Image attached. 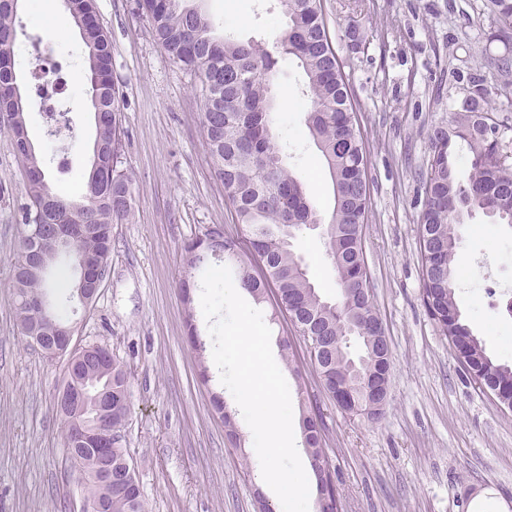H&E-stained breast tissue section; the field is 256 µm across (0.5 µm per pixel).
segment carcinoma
Masks as SVG:
<instances>
[{"label":"carcinoma","instance_id":"1","mask_svg":"<svg viewBox=\"0 0 512 512\" xmlns=\"http://www.w3.org/2000/svg\"><path fill=\"white\" fill-rule=\"evenodd\" d=\"M188 0H138L155 41L168 58L194 73L201 90L209 93L204 104L203 129L215 175L224 187L235 223L249 238L251 249L238 252L235 240L224 238V249L208 251L191 260L193 245H183L186 264L192 269L224 255L234 279L256 304L271 297L275 309L294 326L307 332V342L318 339L309 350L317 374L336 378L338 388L328 390L342 409H365L364 417L376 419L383 403L374 400L364 378L389 374L390 351L368 287L369 269L364 254V226L368 221L370 189L367 158L356 122L354 99L344 72V63L333 47L323 0H278L287 28L273 46L261 41H240L229 33L218 35L211 21ZM485 9L494 28L493 37L505 52L492 58L490 69L496 81L488 86L474 80L454 120L437 126L431 135V156L424 179L425 201L419 225L422 300L442 335L455 352L463 374L482 393H491L506 409H512V365L487 354L482 341L466 324L456 300L452 262L463 245L457 226L460 209L481 211L497 224H512V163L509 143L499 117L484 108L488 98L512 91V0H486ZM69 15L78 27L84 45L87 95L100 103L94 113L95 144L102 153L93 155L87 172L81 174L73 193L51 184L45 162L35 151L27 130V99L17 101L8 76L0 74V114L7 112L8 128L22 162L38 171L27 183L25 209L41 215L45 224H66V208L82 213L81 221L98 231L79 237L71 251L58 253L49 263L64 258L77 268L84 254L109 258L112 223L131 213L132 175L114 164V144L122 135L120 101L112 79L111 40L95 22L94 0H72ZM0 35L11 38L4 54L14 60V47L24 35L18 18V0H0ZM281 59L295 61L305 75L301 94L307 99L306 124L326 163L333 184V208L323 215L310 198L302 178L292 171L275 142L276 103L272 86ZM469 148L470 169L466 180L457 178L448 150L456 141ZM309 224L323 225L329 256L336 271L338 299L322 296L309 280L291 241ZM29 260L19 244L13 269L16 309L20 329L32 323L28 300L49 298L53 285L49 275L38 281L25 277ZM258 263L260 273L253 272ZM70 320L66 313L47 303L41 325L34 333L47 336ZM355 336L367 362L352 363L346 337ZM97 387H112V418L100 435L108 442L124 426L130 413V382L121 363L112 360V373L98 369L89 359L79 363ZM301 429L310 459L328 465L321 423L310 410L302 412ZM130 464L123 444L112 446V470ZM112 512H147L140 489L112 495Z\"/></svg>","mask_w":512,"mask_h":512}]
</instances>
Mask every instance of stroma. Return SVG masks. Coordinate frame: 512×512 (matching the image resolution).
Returning a JSON list of instances; mask_svg holds the SVG:
<instances>
[{
	"mask_svg": "<svg viewBox=\"0 0 512 512\" xmlns=\"http://www.w3.org/2000/svg\"><path fill=\"white\" fill-rule=\"evenodd\" d=\"M216 33L272 42L285 29L277 0H192ZM333 45L344 62L364 134L370 211L364 229L369 288L391 352L387 402L379 418L342 411L318 378L305 344L284 319L268 318L273 354L289 338L300 376L285 372L292 407L319 410L325 451L340 494L339 512H512V411L483 395L463 375L453 349L421 300L418 222L430 135L460 108L471 81L489 75L503 46L488 41L484 0H324ZM112 41V76L119 95L122 143L117 166L134 179L131 216L112 226L106 280L82 309L69 290L51 300L66 309L81 344H103L130 379L131 413L124 428L148 512H255L262 479L246 422V445L225 436L213 405H238L221 384L212 356L191 348L185 328L193 314L209 339L199 297V272H187L182 246L209 226L243 240L215 176L202 125L198 79L169 60L138 14L136 0H96ZM18 16L15 72L30 79L32 39L50 37L53 60L69 85L63 103L75 130L59 163L30 99L29 137L52 183L62 170L90 166L94 112L76 81L84 47L73 22L46 35L28 7ZM304 75L280 61L273 93L277 142L295 146L288 163L307 183L318 209L330 213V174L314 145L306 115L292 99ZM23 165L0 127V512H81L83 486L70 468L56 398L64 364L48 360L23 336L15 316L13 267L27 201ZM465 248L455 259L456 295L465 322L494 359L512 364V313L505 299L489 305L480 283L493 274L512 290V226L482 212L460 226ZM293 250L327 299L336 273L319 231H304ZM193 305H185L183 283Z\"/></svg>",
	"mask_w": 512,
	"mask_h": 512,
	"instance_id": "1",
	"label": "stroma"
}]
</instances>
